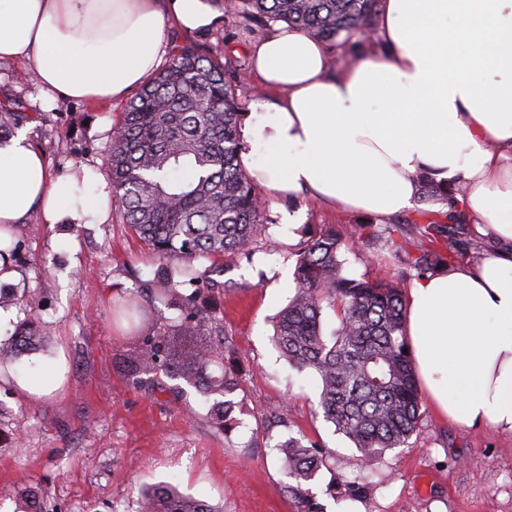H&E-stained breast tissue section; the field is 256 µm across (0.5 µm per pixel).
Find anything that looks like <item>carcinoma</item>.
Returning <instances> with one entry per match:
<instances>
[{"label":"carcinoma","mask_w":512,"mask_h":512,"mask_svg":"<svg viewBox=\"0 0 512 512\" xmlns=\"http://www.w3.org/2000/svg\"><path fill=\"white\" fill-rule=\"evenodd\" d=\"M228 12L283 21L334 43L371 34L377 26L376 0H226ZM228 66L190 40H174L168 62L130 99L113 131L108 175L112 199L133 232L159 255L154 298L179 311L164 324L154 322L156 307L132 294L126 308L137 315L136 347L119 358L122 374L133 381L163 372L212 400L208 416L217 429L232 424L240 388L238 375L224 367L226 342L221 320L198 308L193 295L179 293V278L193 275L198 257L228 261L249 250L265 220V203L238 163L239 117ZM22 105L0 102V141L12 135ZM195 170L188 181L161 175L182 165ZM421 200L433 197L448 211L420 208L412 221L417 234L406 239V264L418 276L449 265L456 251L448 225L466 224L456 196L462 186L443 189L421 179ZM448 242V256L437 249ZM342 241L334 231L310 238L298 250L294 291L277 316L272 341L297 371L319 381L318 406L324 419L355 446L366 466L387 451L407 444L421 417V398L404 333L402 288L382 279L343 275ZM336 314L338 327L323 335V304ZM43 335L27 318L14 338L0 343V360L18 359ZM218 366L221 374L211 371ZM282 469L293 480L289 492L308 504L312 483L326 454L306 436L275 445ZM139 512H215L171 485L147 489Z\"/></svg>","instance_id":"carcinoma-1"}]
</instances>
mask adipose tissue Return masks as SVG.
<instances>
[{
  "mask_svg": "<svg viewBox=\"0 0 512 512\" xmlns=\"http://www.w3.org/2000/svg\"><path fill=\"white\" fill-rule=\"evenodd\" d=\"M371 47L342 69L280 23L249 48L260 87L238 160L269 199L393 219L420 179L464 184L463 212L510 251L442 269L405 296V334L436 411L512 434V0H377ZM218 0H0V63L50 101L125 98L171 53V30L222 27ZM105 224L112 188L52 175L25 132L0 147V224Z\"/></svg>",
  "mask_w": 512,
  "mask_h": 512,
  "instance_id": "adipose-tissue-1",
  "label": "adipose tissue"
}]
</instances>
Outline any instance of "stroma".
<instances>
[{"label": "stroma", "instance_id": "stroma-1", "mask_svg": "<svg viewBox=\"0 0 512 512\" xmlns=\"http://www.w3.org/2000/svg\"><path fill=\"white\" fill-rule=\"evenodd\" d=\"M267 30L228 14L221 28L198 39L227 63L239 106L257 90L248 48ZM13 71V64L0 65V101H22L19 127L52 172L80 161L106 172L125 101L60 107L40 94L36 75L19 83ZM285 210L297 214L294 227L281 224ZM414 217L410 211L373 225L374 237L365 241L359 237L365 215L281 199L265 210L253 256L228 265L193 260L196 272L232 285L199 294L201 308L224 322L230 342L224 359L239 375L238 423L225 433L212 426L209 404L193 388L177 387L162 373L135 385L118 368L119 354L134 349L135 339L113 307L128 292L149 295L160 264L120 215L105 224L51 225L34 217L16 226L11 262L22 301L0 338L10 339L29 315L50 333L35 350L0 366V512H26V486L43 491L44 512H138L140 488L164 483L223 504L224 512H301L275 448L301 435L328 454L327 468L309 486L316 512H512L511 433L443 419L425 405L407 445L365 467L353 444L319 415L315 376L294 369L271 342L300 242L335 230L344 242L345 275L408 286L399 252ZM60 366L63 379L50 395H28L15 382L53 377ZM358 484L369 486V494H354Z\"/></svg>", "mask_w": 512, "mask_h": 512}]
</instances>
